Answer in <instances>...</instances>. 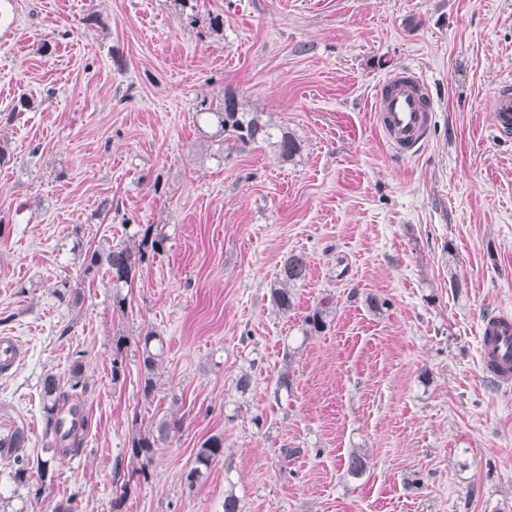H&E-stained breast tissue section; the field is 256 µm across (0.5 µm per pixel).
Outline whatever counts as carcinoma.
Returning <instances> with one entry per match:
<instances>
[{
    "mask_svg": "<svg viewBox=\"0 0 512 512\" xmlns=\"http://www.w3.org/2000/svg\"><path fill=\"white\" fill-rule=\"evenodd\" d=\"M196 112L205 116V120L216 126V134L224 135L229 131L234 140L246 147L252 144H267L275 149L277 157L283 162H290L300 154V142L285 128L275 127L261 120L252 112H243L237 96L233 92L224 93L217 100L203 98L196 105ZM139 243L130 245L124 241L107 247L95 249L85 257L83 273L103 271L108 281L117 292L112 295V307L125 311L127 298L118 293V289L130 286L139 275L140 267L148 252H157L163 247L165 237L147 226L138 231ZM307 272L306 260L301 254H289L274 279L270 282V301L281 313H288L295 306L296 288L305 280ZM326 304L317 305L305 316L302 323V334L309 338L322 332L326 326ZM128 337L119 335L113 339L112 382H119L125 376L123 351ZM137 344L141 348L144 378L142 394L149 398L156 390L155 371L162 356V341L152 330L138 336ZM84 355L75 353L70 365V377L63 383L57 376L47 374L41 379V394L45 410V437L47 446L52 451V458L42 461L38 468L41 486L33 495L32 509H40L42 486L52 480L49 468L53 458L58 455L76 456L83 451L84 433L88 426L84 410V396L87 383L84 379ZM178 425L176 420L163 419L156 427L133 434L127 452L130 458L141 462L139 473L146 474V467L153 462L157 448L169 437L173 428ZM28 441L24 429H16L8 438L0 439V449L6 448L14 454L15 468L11 472L13 482L27 487L32 482L28 462L21 456ZM224 455V442L218 437H210L197 449L193 466L187 471V485L194 486L204 475L212 463ZM130 481L123 482L115 491L109 503V512H124V504L130 494Z\"/></svg>",
    "mask_w": 512,
    "mask_h": 512,
    "instance_id": "cac0c4a2",
    "label": "carcinoma"
}]
</instances>
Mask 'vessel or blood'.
I'll list each match as a JSON object with an SVG mask.
<instances>
[{
  "mask_svg": "<svg viewBox=\"0 0 512 512\" xmlns=\"http://www.w3.org/2000/svg\"><path fill=\"white\" fill-rule=\"evenodd\" d=\"M376 121L390 148L409 156L423 146L432 103L418 78L402 74L381 85ZM496 131L512 133V87L502 86L490 102ZM480 353L483 371L502 384L512 383V317L486 316L480 328Z\"/></svg>",
  "mask_w": 512,
  "mask_h": 512,
  "instance_id": "b4317fda",
  "label": "vessel or blood"
}]
</instances>
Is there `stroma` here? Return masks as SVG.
<instances>
[{
	"instance_id": "35a3bbf8",
	"label": "stroma",
	"mask_w": 512,
	"mask_h": 512,
	"mask_svg": "<svg viewBox=\"0 0 512 512\" xmlns=\"http://www.w3.org/2000/svg\"><path fill=\"white\" fill-rule=\"evenodd\" d=\"M405 70L435 109L400 157L374 114ZM507 82L512 0H0V336L18 347L0 438L24 427L30 465L46 460L41 377L82 351L89 383L83 451L56 457L43 512H108L140 466L132 434L165 418L179 426L124 512H224L229 494L241 512H512V386L479 349L483 317L512 313V137L489 111ZM228 89L288 128L293 162L196 120ZM148 224L166 241L115 311L85 253ZM291 253L308 275L283 314L269 285ZM148 330L165 354L146 398ZM212 436L224 455L187 486ZM326 304H318L311 313L305 316L302 323V334L306 338L320 334L326 326Z\"/></svg>"
}]
</instances>
